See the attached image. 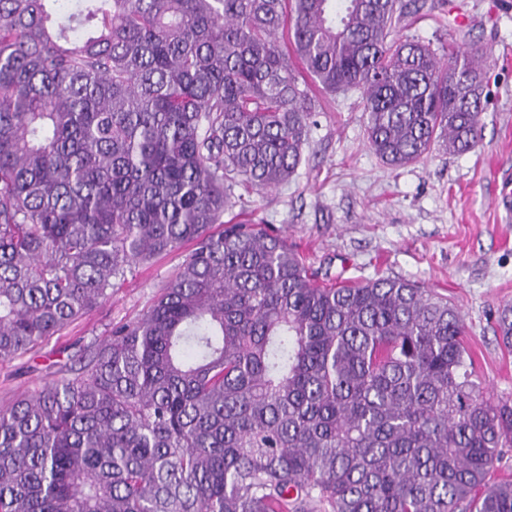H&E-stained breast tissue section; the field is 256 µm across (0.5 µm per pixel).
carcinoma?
Returning a JSON list of instances; mask_svg holds the SVG:
<instances>
[{
    "mask_svg": "<svg viewBox=\"0 0 512 512\" xmlns=\"http://www.w3.org/2000/svg\"><path fill=\"white\" fill-rule=\"evenodd\" d=\"M417 0H0V361L188 247L136 321L0 406V512H512L448 297L319 281L226 224L295 174L314 91H358L393 167L470 151L478 51L401 38ZM289 41L293 55L279 45ZM512 348V304L497 311Z\"/></svg>",
    "mask_w": 512,
    "mask_h": 512,
    "instance_id": "obj_1",
    "label": "carcinoma"
}]
</instances>
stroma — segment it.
I'll use <instances>...</instances> for the list:
<instances>
[{"mask_svg":"<svg viewBox=\"0 0 512 512\" xmlns=\"http://www.w3.org/2000/svg\"><path fill=\"white\" fill-rule=\"evenodd\" d=\"M425 3L402 35L483 53L491 101L474 149L388 166L368 146L359 93L326 96L295 175L251 194L239 220L287 235L319 271L355 280L380 272L447 295L484 393L512 397V350L495 333L497 309L512 302V222L497 204V180L512 173V0ZM181 260L178 251L157 257L47 346L0 362V405L59 377L60 355H78L139 318Z\"/></svg>","mask_w":512,"mask_h":512,"instance_id":"obj_1","label":"stroma"}]
</instances>
